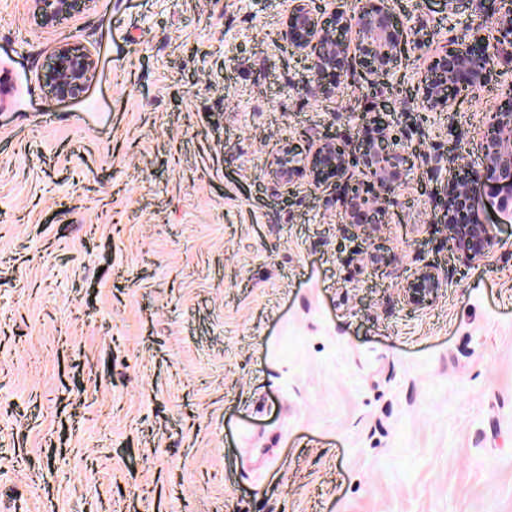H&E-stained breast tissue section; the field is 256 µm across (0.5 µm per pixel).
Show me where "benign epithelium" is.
I'll use <instances>...</instances> for the list:
<instances>
[{
    "instance_id": "1",
    "label": "benign epithelium",
    "mask_w": 512,
    "mask_h": 512,
    "mask_svg": "<svg viewBox=\"0 0 512 512\" xmlns=\"http://www.w3.org/2000/svg\"><path fill=\"white\" fill-rule=\"evenodd\" d=\"M490 5L497 37L486 40L482 25L473 28L472 39L453 41L442 46L429 60L414 93L425 112H447L457 101L472 100L490 85V61L497 54L512 50V9L504 12ZM34 14L44 22L70 15L73 0H32ZM317 0H289L280 40L293 51L310 59L312 81L325 96L335 93L336 76L359 59L369 78L367 86L381 87L390 93L401 83L399 68L408 44L416 48L426 41L415 26L395 20L389 0H360L358 11L347 16ZM91 55L76 44H63L56 50V62L46 76L58 98H76L83 93L94 74ZM507 106L488 113L480 145L479 167H451L454 184L443 212L444 225L453 240L457 259L464 265L485 257L494 247V238L486 224H459L453 210H470L474 205L471 188L489 185L493 193L485 206L506 218L512 217V83L501 89ZM353 133L342 142L319 139L300 149L290 141L271 159V166L285 185L306 182L317 189L337 190L336 209L345 223L368 234L380 231L389 222L390 207L397 204L396 194L415 160L424 157L421 147L405 144L393 126L380 120L371 110L354 114ZM444 278L437 268L419 267L404 287V296L412 305L433 300Z\"/></svg>"
}]
</instances>
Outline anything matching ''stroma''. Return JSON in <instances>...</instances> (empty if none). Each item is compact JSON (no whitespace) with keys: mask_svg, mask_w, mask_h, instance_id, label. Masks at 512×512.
<instances>
[{"mask_svg":"<svg viewBox=\"0 0 512 512\" xmlns=\"http://www.w3.org/2000/svg\"><path fill=\"white\" fill-rule=\"evenodd\" d=\"M287 9L0 0V512H512V222L476 208L497 244L469 266L439 222L512 59L421 118L426 57L484 9L395 0L429 43L384 118L426 156L373 243L268 165L379 100L357 61L321 98ZM66 43L96 69L59 100ZM428 263L447 286L409 305ZM34 14L44 22H53L70 15L73 0H32Z\"/></svg>","mask_w":512,"mask_h":512,"instance_id":"1","label":"stroma"}]
</instances>
